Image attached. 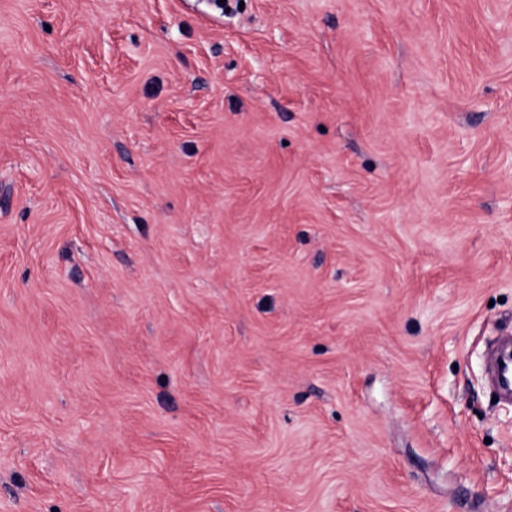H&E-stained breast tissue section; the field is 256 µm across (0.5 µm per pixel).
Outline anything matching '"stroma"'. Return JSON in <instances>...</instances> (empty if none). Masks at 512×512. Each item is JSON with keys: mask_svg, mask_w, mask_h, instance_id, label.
<instances>
[{"mask_svg": "<svg viewBox=\"0 0 512 512\" xmlns=\"http://www.w3.org/2000/svg\"><path fill=\"white\" fill-rule=\"evenodd\" d=\"M0 0V512H512V0ZM503 347L493 355L492 381L506 397L512 396V349Z\"/></svg>", "mask_w": 512, "mask_h": 512, "instance_id": "1", "label": "stroma"}]
</instances>
